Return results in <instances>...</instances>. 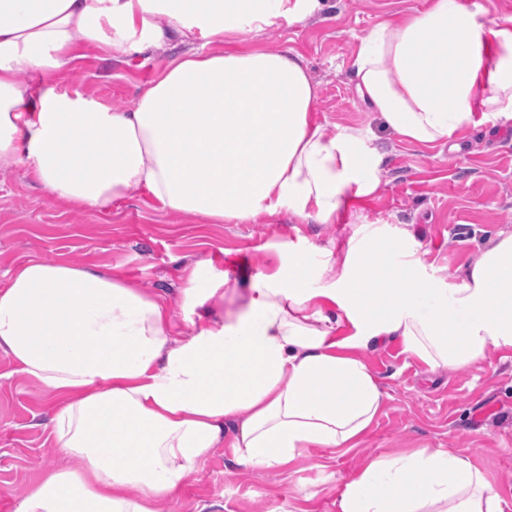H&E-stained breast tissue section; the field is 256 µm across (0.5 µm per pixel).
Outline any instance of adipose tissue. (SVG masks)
<instances>
[{"label": "adipose tissue", "mask_w": 512, "mask_h": 512, "mask_svg": "<svg viewBox=\"0 0 512 512\" xmlns=\"http://www.w3.org/2000/svg\"><path fill=\"white\" fill-rule=\"evenodd\" d=\"M320 0H0V169L56 201L109 211L146 195L206 224L290 211L320 224L379 188L384 156L358 129L312 116L302 56L224 41L312 15ZM163 16L157 26L154 16ZM199 33L122 112L48 75L78 44L119 57ZM355 90L401 139L457 140L488 114L512 121V16L429 0L376 25ZM32 76L31 83L18 79ZM286 267L229 284L186 264L180 306L101 268L30 259L0 281V354L59 396L70 460L16 512H155L228 443L235 460L287 465L306 448H354L386 395L357 351L399 338L429 367L512 347V233L457 283L427 276L412 237L365 225L343 258L289 248ZM353 336L339 338L344 326ZM338 512H504L470 460L421 449L366 462Z\"/></svg>", "instance_id": "1"}]
</instances>
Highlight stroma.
<instances>
[{
    "label": "stroma",
    "instance_id": "35a3bbf8",
    "mask_svg": "<svg viewBox=\"0 0 512 512\" xmlns=\"http://www.w3.org/2000/svg\"><path fill=\"white\" fill-rule=\"evenodd\" d=\"M425 4L321 0L300 23L233 42L302 55L318 89V122L331 133L362 129L383 153L379 189L335 223L285 211L256 224H202L146 197L98 212L55 202L24 169L0 170V276L31 258L100 265L174 304L185 264L205 260L239 281L287 265L289 245L337 251L362 225L386 224L413 234L428 275L457 282L499 233L512 232V123L492 118L468 128L455 150L415 146L367 109L351 75L361 37ZM202 44L199 35L175 34L118 60L82 46L53 81L122 111L165 66ZM360 355L387 398L357 447L308 448L288 465L264 470L235 463L221 446L172 498L156 502V512H337L340 493L368 459L420 448H452L468 457L501 496L504 512H512V347L490 348L486 361L454 370L430 369L396 340ZM56 402L0 354V512H15L45 475L68 465L51 431Z\"/></svg>",
    "mask_w": 512,
    "mask_h": 512
}]
</instances>
